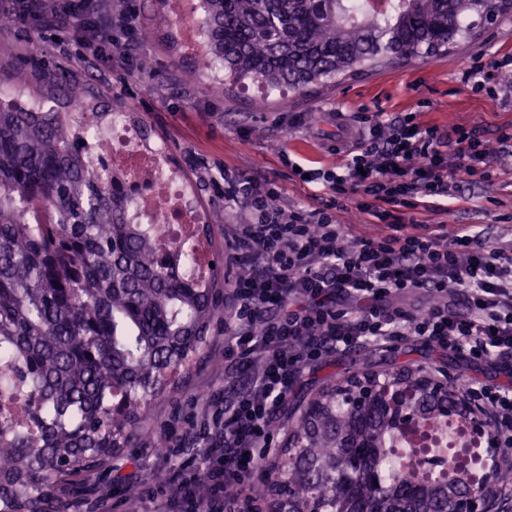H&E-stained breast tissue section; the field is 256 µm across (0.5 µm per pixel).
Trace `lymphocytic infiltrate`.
<instances>
[{
    "instance_id": "1",
    "label": "lymphocytic infiltrate",
    "mask_w": 512,
    "mask_h": 512,
    "mask_svg": "<svg viewBox=\"0 0 512 512\" xmlns=\"http://www.w3.org/2000/svg\"><path fill=\"white\" fill-rule=\"evenodd\" d=\"M28 16L64 30L104 31L107 61L136 59L144 37L134 10L118 19L94 18L70 0H25ZM361 153L341 171L313 169L311 181L334 194L328 208L285 211L276 189L225 179L224 197L243 200L244 224L224 227L232 258L253 269L224 295V365L250 368L246 389L213 407L199 426L207 445L192 471L177 469L150 499L151 512H224V489L241 487L260 470L272 445L271 427L296 382L331 351L379 347L397 336H417L475 364L512 361V239L488 245L469 227L430 229L420 216L428 198L452 197L464 183L497 178L489 150L466 127H454L452 152L440 151L438 129L416 113L391 119L358 113ZM380 231L345 240L334 210L343 198ZM427 291L441 305L423 312L390 305L405 292ZM462 297L465 308L451 300ZM457 394L478 414L499 451L496 469H512V388L469 381Z\"/></svg>"
}]
</instances>
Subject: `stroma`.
<instances>
[{
  "label": "stroma",
  "instance_id": "35a3bbf8",
  "mask_svg": "<svg viewBox=\"0 0 512 512\" xmlns=\"http://www.w3.org/2000/svg\"><path fill=\"white\" fill-rule=\"evenodd\" d=\"M169 2L136 0L140 17L148 25L138 53L151 58L149 71L130 75L112 63L91 67L79 60L87 46L76 33L50 28L31 36L26 28L15 27L0 31V72H12L36 47L44 67L29 77L26 95H47V79L62 76L78 86L90 85L97 103L108 109L140 98L134 118L166 143L174 165L193 187L212 230L210 258L223 271L225 281H236L240 264L227 259L224 227L240 223L245 205L224 200L215 182L230 173L277 187V203L284 208L307 212L322 208L331 191L302 182L282 156L290 154L307 169L342 166L347 150L355 146L360 128L356 113L362 107L390 116L412 111L421 122L444 133L456 125L476 129L493 150L489 161L498 170V179L463 185L455 199L449 200L446 213L427 214L426 220L433 226L475 225L493 239L512 234V156L496 150L500 129L512 126V96L476 90L466 78L467 69L477 60L488 72L489 84L504 85L512 79V69L500 64L502 58L512 57V18L500 19L484 29L477 42L454 46L436 61L384 66L346 78L334 87L313 88L284 107L278 96L257 93L245 84L220 93L210 91L197 60L185 55L181 43L171 40L178 22ZM223 352L224 331L219 328L200 364L156 405L135 441L99 473L59 491L61 512H98V500L105 495L113 498L114 512H128L127 486L143 489L162 483L179 465V458L168 456V449L203 453V444L191 437L192 416L204 409L207 398L233 395L245 383L242 375L225 373ZM403 366L425 376L440 370L455 386L471 377L486 384L512 379L510 364L491 361L475 366L416 336H402L380 348L332 352L316 370L303 373L287 404L280 407L270 460H280L289 414L310 394L368 372Z\"/></svg>",
  "mask_w": 512,
  "mask_h": 512
}]
</instances>
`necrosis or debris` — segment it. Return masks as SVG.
Instances as JSON below:
<instances>
[{"mask_svg": "<svg viewBox=\"0 0 512 512\" xmlns=\"http://www.w3.org/2000/svg\"><path fill=\"white\" fill-rule=\"evenodd\" d=\"M170 10L185 22L183 35L188 52L206 61L212 88H221L224 65L212 56L207 40L192 21L195 0H170ZM78 142L92 169L105 179L122 180L131 223L150 225L153 233L168 242L201 252L193 229L204 218L193 191L173 166L162 142L149 137L121 109L114 111L107 125L80 133Z\"/></svg>", "mask_w": 512, "mask_h": 512, "instance_id": "4bbe7bcc", "label": "necrosis or debris"}]
</instances>
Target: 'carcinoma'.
I'll list each match as a JSON object with an SVG mask.
<instances>
[{
    "label": "carcinoma",
    "instance_id": "1",
    "mask_svg": "<svg viewBox=\"0 0 512 512\" xmlns=\"http://www.w3.org/2000/svg\"><path fill=\"white\" fill-rule=\"evenodd\" d=\"M203 33L224 78L304 94L314 85L474 37L512 0H202ZM124 196L106 188L70 137L66 113L0 102V358L23 417L0 415V512H59L57 487L101 468L130 442L199 359L224 303L217 269L178 271ZM336 388L313 394L288 431L276 478L288 512H454L479 488V456L458 437L400 448L409 430L375 403L350 407ZM421 389V419L445 404Z\"/></svg>",
    "mask_w": 512,
    "mask_h": 512
}]
</instances>
